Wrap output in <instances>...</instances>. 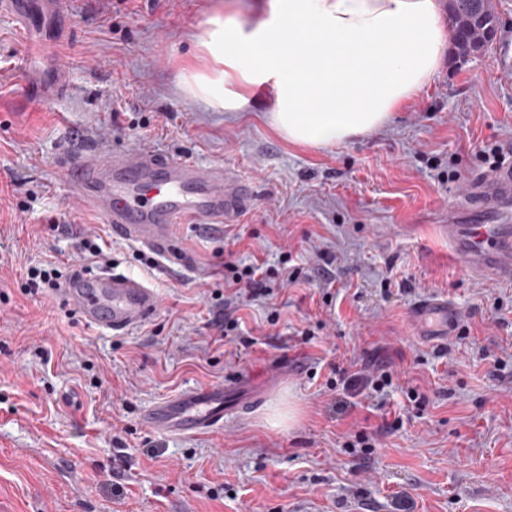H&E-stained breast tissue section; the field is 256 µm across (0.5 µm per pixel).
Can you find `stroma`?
<instances>
[{"instance_id": "obj_1", "label": "stroma", "mask_w": 512, "mask_h": 512, "mask_svg": "<svg viewBox=\"0 0 512 512\" xmlns=\"http://www.w3.org/2000/svg\"><path fill=\"white\" fill-rule=\"evenodd\" d=\"M257 2L72 0L70 90L50 107L20 94L31 46L0 16V512H512V285L469 276L440 229L487 171L484 144L512 146V0H492L486 52L445 53L390 123L318 149L279 135L267 104L218 112L179 87L206 67L204 21L232 5L249 19ZM92 146L189 155L255 193L236 222L176 225L186 266L149 267L63 182V157ZM93 232L113 267L160 293L120 336L85 326L58 293L21 291L28 267L84 264ZM322 251L337 257L331 289ZM287 252L299 281L239 305L238 335H218L224 261L276 269ZM435 294L468 325L462 342L415 336L410 310ZM336 366L392 382L354 398L327 388ZM233 383L247 407L208 434L141 419L180 391ZM360 431L372 453L355 447Z\"/></svg>"}]
</instances>
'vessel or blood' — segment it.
I'll use <instances>...</instances> for the list:
<instances>
[{
    "instance_id": "b4317fda",
    "label": "vessel or blood",
    "mask_w": 512,
    "mask_h": 512,
    "mask_svg": "<svg viewBox=\"0 0 512 512\" xmlns=\"http://www.w3.org/2000/svg\"><path fill=\"white\" fill-rule=\"evenodd\" d=\"M70 2L0 0V15L10 18L40 51L19 60L18 70L22 92L43 103L56 102L69 90L60 50L70 37ZM63 170L69 186L103 218L114 237L171 264L183 261L175 225L230 223L251 197L250 187L224 167H203L189 158L148 150H86L67 160ZM461 204L481 209L495 221L443 225L454 253L471 276L512 285V167L475 182ZM62 299L89 326L118 336L146 322L160 305L157 290L137 276L84 268L67 282ZM409 318L420 336H447L458 326L456 306L436 296L418 301ZM226 394L222 386L188 389L146 408L142 420L156 433L205 434L223 427Z\"/></svg>"
}]
</instances>
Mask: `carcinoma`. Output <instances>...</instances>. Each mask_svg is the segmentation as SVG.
<instances>
[{
    "label": "carcinoma",
    "instance_id": "obj_1",
    "mask_svg": "<svg viewBox=\"0 0 512 512\" xmlns=\"http://www.w3.org/2000/svg\"><path fill=\"white\" fill-rule=\"evenodd\" d=\"M448 23L453 32V54L464 63L484 51L498 31L491 0H448Z\"/></svg>",
    "mask_w": 512,
    "mask_h": 512
}]
</instances>
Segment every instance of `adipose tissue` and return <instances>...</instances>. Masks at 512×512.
Listing matches in <instances>:
<instances>
[{
  "label": "adipose tissue",
  "instance_id": "obj_1",
  "mask_svg": "<svg viewBox=\"0 0 512 512\" xmlns=\"http://www.w3.org/2000/svg\"><path fill=\"white\" fill-rule=\"evenodd\" d=\"M449 39L438 0H264L249 20L207 21L197 48L210 66L181 88L224 112L271 89L269 125L328 147L388 122L436 73Z\"/></svg>",
  "mask_w": 512,
  "mask_h": 512
}]
</instances>
